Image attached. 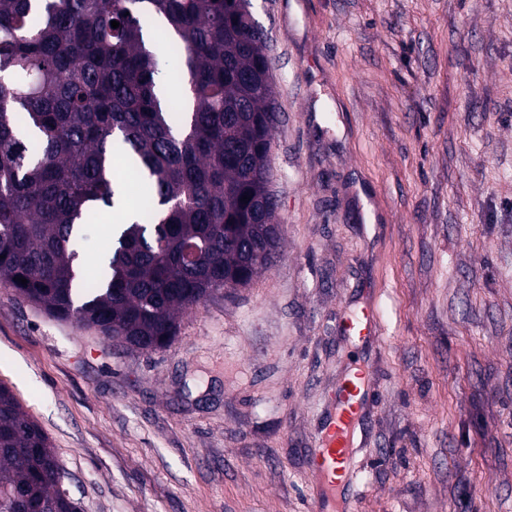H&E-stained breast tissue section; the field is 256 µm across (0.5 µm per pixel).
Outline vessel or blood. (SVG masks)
Segmentation results:
<instances>
[{"mask_svg": "<svg viewBox=\"0 0 512 512\" xmlns=\"http://www.w3.org/2000/svg\"><path fill=\"white\" fill-rule=\"evenodd\" d=\"M343 330L362 347L378 343L380 327L373 307L365 306L359 316L344 324ZM369 401L370 393L359 381L348 379L338 385L335 410L322 424L320 451L309 467L311 512H349L346 491L353 474L347 465L356 453L350 431L363 419Z\"/></svg>", "mask_w": 512, "mask_h": 512, "instance_id": "vessel-or-blood-1", "label": "vessel or blood"}]
</instances>
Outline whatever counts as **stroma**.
Wrapping results in <instances>:
<instances>
[{
	"label": "stroma",
	"instance_id": "stroma-1",
	"mask_svg": "<svg viewBox=\"0 0 512 512\" xmlns=\"http://www.w3.org/2000/svg\"><path fill=\"white\" fill-rule=\"evenodd\" d=\"M279 256L125 351L0 286V384L79 512H307L369 359L351 512H512V0H250ZM374 305L381 341L341 334Z\"/></svg>",
	"mask_w": 512,
	"mask_h": 512
}]
</instances>
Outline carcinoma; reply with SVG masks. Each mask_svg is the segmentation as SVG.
<instances>
[{"mask_svg":"<svg viewBox=\"0 0 512 512\" xmlns=\"http://www.w3.org/2000/svg\"><path fill=\"white\" fill-rule=\"evenodd\" d=\"M153 16L172 29L185 102L156 90ZM276 119L249 0H0V283L125 349L167 347L182 312L248 286L251 262L277 252ZM122 144L146 195L135 223L112 231L97 280H78L72 246L114 206ZM58 468L0 386V512H16L18 489L48 512H78Z\"/></svg>","mask_w":512,"mask_h":512,"instance_id":"cac0c4a2","label":"carcinoma"}]
</instances>
